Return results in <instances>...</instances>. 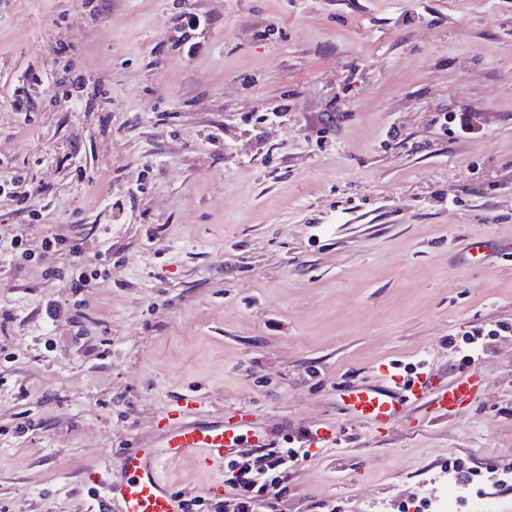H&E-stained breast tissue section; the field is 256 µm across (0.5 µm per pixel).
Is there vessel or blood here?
I'll return each mask as SVG.
<instances>
[{
	"label": "vessel or blood",
	"mask_w": 512,
	"mask_h": 512,
	"mask_svg": "<svg viewBox=\"0 0 512 512\" xmlns=\"http://www.w3.org/2000/svg\"><path fill=\"white\" fill-rule=\"evenodd\" d=\"M480 393L481 380L475 371L445 379L425 365L409 375L389 367L378 382L346 389L343 402L382 434L409 406L460 414ZM200 405V397L183 396L157 418L156 434L147 447L127 451L116 463L105 459L90 466L86 479L96 486L102 501L116 512H183L167 464L188 459L213 472L223 469L225 458L238 450L266 447L267 439L248 408H240L229 419L207 422L198 417Z\"/></svg>",
	"instance_id": "obj_1"
}]
</instances>
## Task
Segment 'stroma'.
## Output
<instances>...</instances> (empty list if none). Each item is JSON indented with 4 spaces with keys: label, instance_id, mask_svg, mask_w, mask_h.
<instances>
[{
    "label": "stroma",
    "instance_id": "1",
    "mask_svg": "<svg viewBox=\"0 0 512 512\" xmlns=\"http://www.w3.org/2000/svg\"><path fill=\"white\" fill-rule=\"evenodd\" d=\"M0 160L35 192L0 194V512H96L86 469L194 391L274 444L335 424L278 512H406L453 464L467 512H512V335L466 414L377 435L342 401L382 364L466 371L449 336L512 326V0H0ZM74 230L80 265L43 246ZM169 472L186 499L221 478Z\"/></svg>",
    "mask_w": 512,
    "mask_h": 512
}]
</instances>
